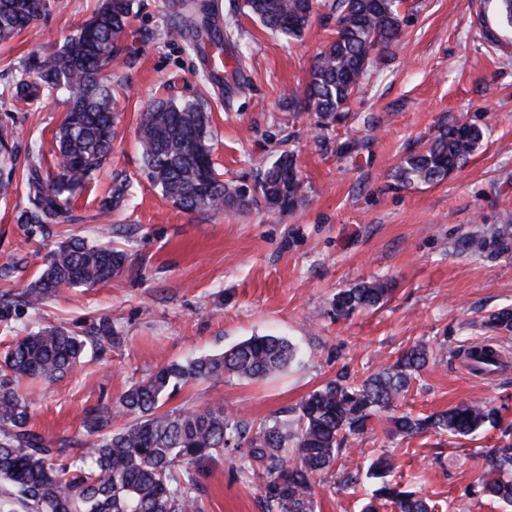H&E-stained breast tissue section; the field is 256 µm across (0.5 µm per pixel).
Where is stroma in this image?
Here are the masks:
<instances>
[{
  "label": "stroma",
  "mask_w": 512,
  "mask_h": 512,
  "mask_svg": "<svg viewBox=\"0 0 512 512\" xmlns=\"http://www.w3.org/2000/svg\"><path fill=\"white\" fill-rule=\"evenodd\" d=\"M217 29L238 30L225 65H238L243 84L210 81L191 36L173 37L180 0H136L123 50L108 74L116 100L112 154L72 200L77 224L31 221L27 171L40 161L56 174V132L65 91L42 104L11 98L32 55L59 50L94 14L99 0H47L43 19L0 42V355L24 329L61 323L82 332L112 322L107 351H88L81 366L52 384H26L37 403L34 427L58 441L77 437L92 409L110 405L157 368L218 354L253 335L288 338L295 362L263 382L235 376L191 382L168 408L223 403L258 423L287 418L301 400L344 374L362 379L416 342L434 358L400 409L428 415L470 401L495 408L496 427L468 437L427 433L397 437L377 418L362 441L342 455L343 468L389 458L388 479L428 498L434 512H512L483 498L479 483L487 452L512 442V330L489 332V314L512 307V250L478 255L469 239L494 236L512 223V35L489 41L497 0H404L401 37L382 56L346 119L324 129L303 98L317 55L335 37L332 0H317L301 37L266 30L248 16L229 15L230 0H201ZM203 103L211 114L213 160L221 180L253 178L293 150L304 180L294 210L264 206L238 212L191 213L167 200L144 166L141 112L154 100ZM470 122L486 134L467 162L436 184L398 186L396 166L421 150L440 125ZM130 195L115 208V183ZM128 254L109 285L61 291L34 309L16 294L44 269L68 233ZM388 281L391 294L375 311L346 318L331 312L335 294L362 281ZM491 342L507 358L490 377L470 375L462 348ZM343 468L318 479L315 512H360L364 488L342 485ZM204 512H261L257 484L233 455L202 464Z\"/></svg>",
  "instance_id": "stroma-1"
}]
</instances>
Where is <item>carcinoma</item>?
I'll return each instance as SVG.
<instances>
[{"mask_svg": "<svg viewBox=\"0 0 512 512\" xmlns=\"http://www.w3.org/2000/svg\"><path fill=\"white\" fill-rule=\"evenodd\" d=\"M401 2L333 0L336 36L311 70L304 102L292 105L313 111L321 128L344 119L369 68L399 40ZM232 6L288 37L300 36L313 14V0H233ZM132 10L133 0H103L76 36L60 51L34 57L15 83L12 97L18 102L48 99L59 89L68 92L69 108L56 135V177L44 179L36 162L28 169L30 218L37 224L76 223L69 199L111 153L116 113L105 71L121 50ZM46 11V0H0V41L10 40ZM496 25L512 32V0H498ZM483 136L476 124L443 126L424 150L401 161L395 177L403 185L441 182ZM140 141L148 176L185 211H245L262 204L284 212L303 199V180L290 150L281 151L251 182L220 180L202 103L155 101L141 115ZM491 246L512 249V226L505 225L490 241L470 242L478 253ZM126 261L127 253L108 243L69 237L50 251L24 297L38 307L62 289L109 283ZM389 293L385 282H362L336 293L332 310L345 317L376 308ZM484 326L511 330L512 309L492 313ZM110 343L107 320L86 333L51 325L18 337L0 359V512H202L193 469L228 450L242 451L247 472L259 483L263 512H313L314 478L331 470L368 422L405 395L431 356L420 342L360 381L343 376L330 381L301 401L292 422L276 419L254 427L224 412L221 403L162 409L180 383L220 381L226 375L260 380L285 370L294 358L288 339L251 336L220 354L170 363L130 385L113 405L89 413L80 440L52 441L34 430L35 400L21 389L22 382L57 381L77 367L87 348L101 350ZM465 356L494 370L501 365L491 345L470 346ZM115 420L123 426L113 427ZM493 422L494 410L481 401L429 415L405 412L390 420L392 433L402 437L430 431L468 436ZM388 470L383 458L369 465L365 478L380 480L373 498L395 512H432L424 497L385 481ZM481 484L488 498L512 506V442L492 449Z\"/></svg>", "mask_w": 512, "mask_h": 512, "instance_id": "1", "label": "carcinoma"}]
</instances>
